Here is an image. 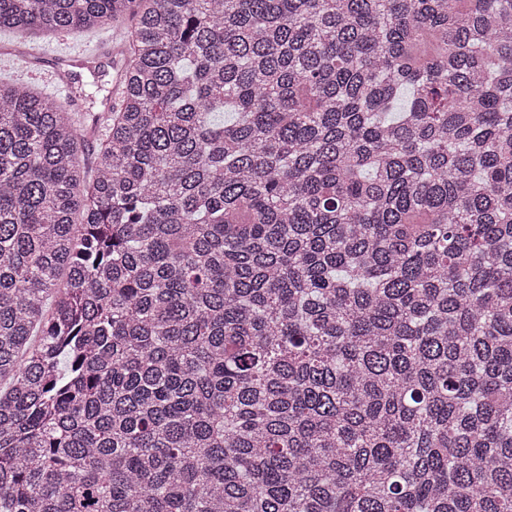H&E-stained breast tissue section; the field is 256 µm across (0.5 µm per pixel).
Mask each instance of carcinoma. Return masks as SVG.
<instances>
[{
    "label": "carcinoma",
    "mask_w": 512,
    "mask_h": 512,
    "mask_svg": "<svg viewBox=\"0 0 512 512\" xmlns=\"http://www.w3.org/2000/svg\"><path fill=\"white\" fill-rule=\"evenodd\" d=\"M112 26L92 170L0 79V512H512V0H0Z\"/></svg>",
    "instance_id": "obj_1"
}]
</instances>
